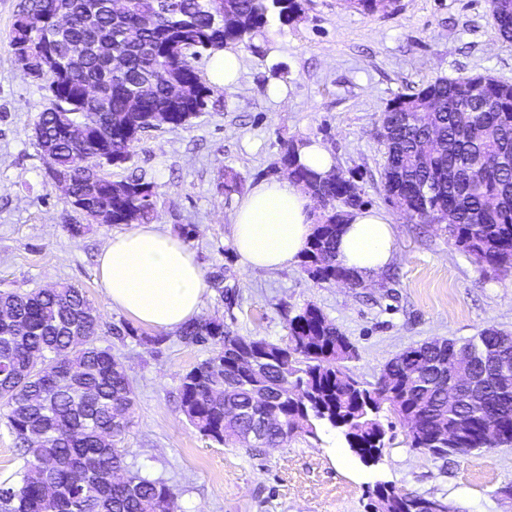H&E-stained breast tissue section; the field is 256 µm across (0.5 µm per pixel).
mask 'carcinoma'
Listing matches in <instances>:
<instances>
[{"instance_id":"carcinoma-1","label":"carcinoma","mask_w":512,"mask_h":512,"mask_svg":"<svg viewBox=\"0 0 512 512\" xmlns=\"http://www.w3.org/2000/svg\"><path fill=\"white\" fill-rule=\"evenodd\" d=\"M305 0H224L225 20L207 0H22L8 35L10 52L26 46L34 59L51 50L77 58L74 69L30 68L45 83L50 106L33 127L50 169L67 176L66 194L87 217L112 213L114 224L158 219L157 186L103 168L111 152L125 163L140 136L182 127L208 107L209 89L192 59L230 45L254 53L269 17L287 26ZM497 37L512 42V0H492ZM98 141L61 135V115ZM387 201L421 224H443L483 271L512 272V83L488 75L437 78L399 94L380 116ZM300 140L283 144L272 167L300 183L321 205L301 256L318 282L364 287L336 258L346 212L367 204L362 173L320 174L298 163ZM284 343L237 336L218 319L181 330L212 354L181 378L180 406L202 436L224 445L276 448L315 423L339 429L366 464L386 449L382 405L414 424L405 444L446 459L512 444V333L488 327L468 338L426 341L390 359L373 384L346 362L349 338L322 310L306 304L288 317ZM99 316L73 285L0 291V425L20 461L17 480L0 483V512H173L175 487L126 462L119 447L132 424L136 395L124 365L98 340ZM84 340L77 345L73 337ZM266 359L235 364L245 345ZM474 402L448 406L459 374ZM380 482L370 495L381 512H414L423 496Z\"/></svg>"}]
</instances>
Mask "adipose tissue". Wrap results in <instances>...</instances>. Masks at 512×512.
<instances>
[{"mask_svg": "<svg viewBox=\"0 0 512 512\" xmlns=\"http://www.w3.org/2000/svg\"><path fill=\"white\" fill-rule=\"evenodd\" d=\"M314 203L285 176L253 185L230 215L232 244L244 268L274 270L301 258L313 232ZM394 221L372 209L351 210L339 234L338 260L361 276L382 272L394 257ZM108 303L135 322L174 330L197 317L206 294L191 248L153 224L113 233L98 256Z\"/></svg>", "mask_w": 512, "mask_h": 512, "instance_id": "obj_1", "label": "adipose tissue"}]
</instances>
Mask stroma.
<instances>
[{"mask_svg": "<svg viewBox=\"0 0 512 512\" xmlns=\"http://www.w3.org/2000/svg\"><path fill=\"white\" fill-rule=\"evenodd\" d=\"M19 3L0 0V289H83L100 317L102 345L111 346L136 389L123 442L127 463L177 484L176 512H367L379 481L442 498L451 512H512V499L501 494L512 485V447L437 459L409 450L403 424L387 410L386 451L374 464L350 454L340 431L326 424L252 451L217 444L188 424L181 377L211 347L138 324L106 302L97 258L116 227L87 220L47 174L32 128L49 93L6 48ZM266 39V55L242 50L234 91L212 89L205 112L185 127L145 133L129 168L112 171L119 179L133 170L157 185L161 230L196 225L189 246L206 279H223L222 288H207L200 319L277 341L287 334L289 312L315 304L355 345L351 371L370 382L418 343L492 326L512 330V276L481 271L437 226L398 215L383 188L379 136L390 100L436 78L489 74L512 82V43L497 38L490 0H395L373 13L344 0H312L291 26L270 19ZM306 136L322 141L338 171L363 172L370 207L395 218V256L364 287L315 282L298 264L247 272L232 246L235 202L219 189L225 174L250 187L283 142ZM74 224L81 233L71 232ZM339 452L347 466L335 463Z\"/></svg>", "mask_w": 512, "mask_h": 512, "instance_id": "obj_1", "label": "stroma"}]
</instances>
